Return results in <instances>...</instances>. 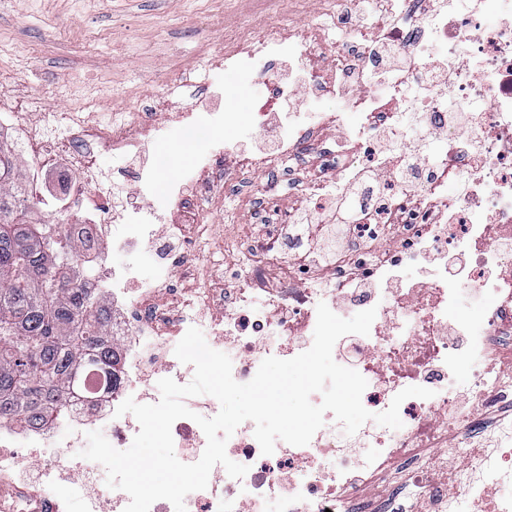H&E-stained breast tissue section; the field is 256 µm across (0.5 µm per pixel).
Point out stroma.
I'll list each match as a JSON object with an SVG mask.
<instances>
[{
    "instance_id": "1",
    "label": "stroma",
    "mask_w": 512,
    "mask_h": 512,
    "mask_svg": "<svg viewBox=\"0 0 512 512\" xmlns=\"http://www.w3.org/2000/svg\"><path fill=\"white\" fill-rule=\"evenodd\" d=\"M257 19L258 0H0V94H35L55 111L105 95L114 119L132 120L150 96L169 91L186 102L211 80L224 90L225 111L239 116L227 139L259 148L265 140L250 114L267 93L245 71L210 66L225 21ZM264 21L272 34L313 23L329 39L346 36L321 0H280Z\"/></svg>"
}]
</instances>
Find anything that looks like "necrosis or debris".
I'll return each instance as SVG.
<instances>
[{"label":"necrosis or debris","mask_w":512,"mask_h":512,"mask_svg":"<svg viewBox=\"0 0 512 512\" xmlns=\"http://www.w3.org/2000/svg\"><path fill=\"white\" fill-rule=\"evenodd\" d=\"M363 3L339 0L354 24L331 70L316 24L277 37L260 25L236 27L224 40L214 64L254 73L278 99L305 92L336 103L332 112H285L275 131L271 105L253 113L260 133L275 136L271 151L234 154L222 132L236 113L200 101L178 106L162 96L140 119L97 125L77 121L78 104L49 112L39 97H0V143L22 153L30 189L84 242L117 355L113 369L87 367L52 422L0 423V512H60L63 503L76 512H124L128 494L100 487V464L70 466L68 452L99 429L115 448L131 445L138 429L115 411L130 397L158 402L162 378L192 380L193 367L174 354L190 327L215 350L233 348V377L245 383L265 358L309 349L318 304L332 308L340 297L377 310L369 335H345L333 348L340 365L366 379L363 406L383 412L409 386L433 397L406 399L399 431L365 425L348 436L336 422L308 445L276 442L270 455L254 423L243 422L226 452L248 473L237 480L215 466L207 488L186 496L187 512H264L270 499L279 512H367L359 502L368 487L393 478L415 499L393 512H418L422 501L425 512H460L461 493L480 512H512V498L495 494L512 478V417L484 422L485 413L512 405V0H378L380 14L369 23ZM353 113L360 121L337 141L335 168L297 181L308 216L276 195L275 184L262 185L264 202L287 208V223L260 225L237 241L245 259L229 275L206 271L216 190L319 144ZM174 128L187 138L210 136L211 149L195 161L192 182L172 180L167 196L157 197L165 168L148 152ZM103 152L137 161L135 204L113 192L97 163ZM340 202L351 215L335 225L328 215ZM160 224L173 258L144 280L138 247ZM115 252L127 257L117 268ZM428 260L429 277L403 285L402 268ZM464 288L488 306L481 324L456 315ZM465 352L478 361L461 382L478 402L470 410L448 390ZM30 446L49 478L37 495L15 482L19 452ZM354 448L366 456L353 460Z\"/></svg>","instance_id":"obj_1"}]
</instances>
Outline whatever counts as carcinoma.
I'll use <instances>...</instances> for the list:
<instances>
[{
	"instance_id": "carcinoma-1",
	"label": "carcinoma",
	"mask_w": 512,
	"mask_h": 512,
	"mask_svg": "<svg viewBox=\"0 0 512 512\" xmlns=\"http://www.w3.org/2000/svg\"><path fill=\"white\" fill-rule=\"evenodd\" d=\"M93 276L78 241L31 219L20 155L0 144V422L50 420L87 366L114 359Z\"/></svg>"
}]
</instances>
